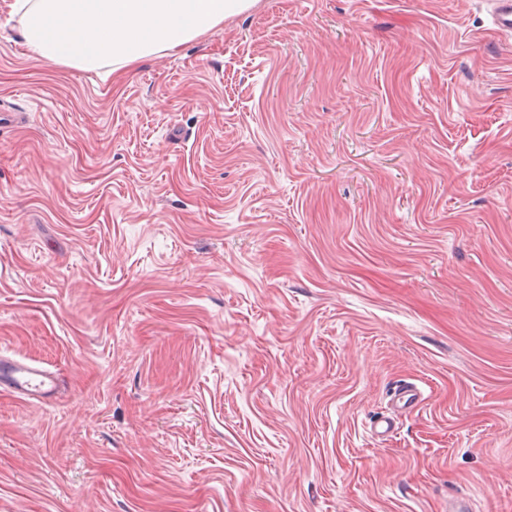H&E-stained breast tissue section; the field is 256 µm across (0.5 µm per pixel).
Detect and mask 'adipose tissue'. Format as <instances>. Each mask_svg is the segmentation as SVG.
Listing matches in <instances>:
<instances>
[{"label": "adipose tissue", "mask_w": 512, "mask_h": 512, "mask_svg": "<svg viewBox=\"0 0 512 512\" xmlns=\"http://www.w3.org/2000/svg\"><path fill=\"white\" fill-rule=\"evenodd\" d=\"M252 0H12L22 37L38 58L118 76L159 52L247 10Z\"/></svg>", "instance_id": "ef3b65f1"}]
</instances>
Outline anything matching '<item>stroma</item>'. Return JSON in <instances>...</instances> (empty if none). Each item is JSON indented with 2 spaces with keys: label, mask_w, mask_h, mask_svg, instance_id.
I'll use <instances>...</instances> for the list:
<instances>
[{
  "label": "stroma",
  "mask_w": 512,
  "mask_h": 512,
  "mask_svg": "<svg viewBox=\"0 0 512 512\" xmlns=\"http://www.w3.org/2000/svg\"><path fill=\"white\" fill-rule=\"evenodd\" d=\"M8 3L0 353L63 388L0 390V512H512L490 0H255L117 79Z\"/></svg>",
  "instance_id": "obj_1"
}]
</instances>
